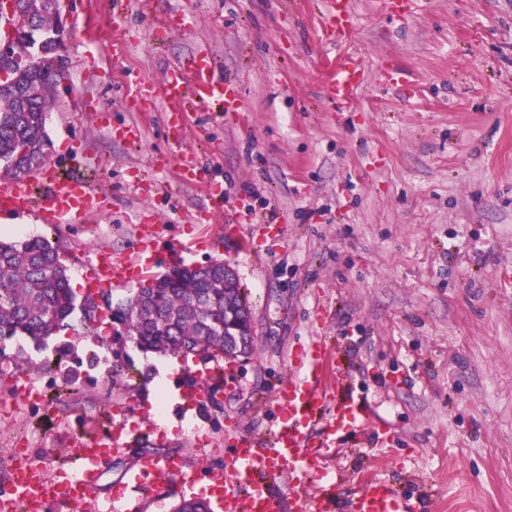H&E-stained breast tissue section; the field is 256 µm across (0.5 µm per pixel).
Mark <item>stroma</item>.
<instances>
[{"mask_svg":"<svg viewBox=\"0 0 512 512\" xmlns=\"http://www.w3.org/2000/svg\"><path fill=\"white\" fill-rule=\"evenodd\" d=\"M113 2L65 0L63 74L47 119L49 163L83 154L80 175L106 193L105 212L54 226L13 217V238L48 239L81 297L72 254L129 258L137 226L157 219L160 243L184 246L183 265L235 269L255 350L198 410L180 390L213 363L181 358L166 377L163 421L152 410L161 375L150 354L81 311L46 348L14 341L0 358V485L9 449L55 474L76 458L78 435H105L121 406L130 423L166 437L136 436L107 457L79 512H100L146 457H180L184 472L203 477L223 466L230 428L262 439L277 428L275 387L317 334L345 392L389 428L386 443L347 434L327 449L335 512H352L370 480L424 499L422 512H512V0H409L395 16L382 0H350L353 26L340 44L321 0H124L118 15ZM184 10L191 27H161ZM107 23L129 42L122 58L92 36ZM201 48L243 111L198 112L201 132L184 134L168 124L164 99L151 112L125 110L128 72L158 85ZM344 51L366 80L340 112L326 82ZM125 126L137 139L116 136ZM188 162L202 165L206 185L181 179ZM231 209L247 223H225ZM205 211L212 223L194 222ZM75 366L72 389L63 371ZM22 374L45 402L14 395ZM202 494L162 473L125 498L132 512H171Z\"/></svg>","mask_w":512,"mask_h":512,"instance_id":"stroma-1","label":"stroma"}]
</instances>
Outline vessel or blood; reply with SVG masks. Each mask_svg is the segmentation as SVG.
I'll list each match as a JSON object with an SVG mask.
<instances>
[{"label":"vessel or blood","mask_w":512,"mask_h":512,"mask_svg":"<svg viewBox=\"0 0 512 512\" xmlns=\"http://www.w3.org/2000/svg\"><path fill=\"white\" fill-rule=\"evenodd\" d=\"M324 15L335 42H342L353 14L349 0H324ZM362 66L353 54L343 53L336 59V71L328 94L337 108L352 105L363 81ZM232 88L219 74L208 51L200 50L190 61L175 64L165 79L168 110L184 126H191L195 112L214 103H225ZM104 196L90 193L74 178L60 176L55 167L0 181V216L33 214L42 223L62 220L83 221L103 212ZM140 249L135 259L118 260L108 251H100L96 261L85 269L88 292L99 294L127 287L145 275L158 259V237L154 225L137 227ZM222 368L207 374L202 386L184 393L190 406L211 398L214 382L222 377ZM335 372L329 352L320 338H312L294 356V368L288 379L278 386L275 398L285 418L269 439L237 431L233 451L222 467L207 474L209 492L221 512H281L280 502L272 495L269 484L287 478L295 512H330L326 490L309 480L312 466L324 457V450L334 442L339 431L358 434L364 431L368 415L364 404L352 398L341 399L335 393ZM334 415L322 437L312 429L325 410ZM79 468L48 476L35 466L14 469L7 488L0 490V512H43L47 502L56 501L72 507L82 506L94 493L100 479L102 460L120 452L119 437L102 441L85 435L78 443ZM164 472L190 482L180 458L147 459L131 469L126 484L143 485L147 476ZM354 512H415L408 500L393 487L373 482L357 496Z\"/></svg>","instance_id":"b4317fda"}]
</instances>
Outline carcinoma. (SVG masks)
I'll return each instance as SVG.
<instances>
[{
    "label": "carcinoma",
    "mask_w": 512,
    "mask_h": 512,
    "mask_svg": "<svg viewBox=\"0 0 512 512\" xmlns=\"http://www.w3.org/2000/svg\"><path fill=\"white\" fill-rule=\"evenodd\" d=\"M51 0H22L11 26L35 37L25 60L0 86V179L42 168L50 146L46 131L54 107V74L64 29ZM107 311L124 315L128 336L141 348L159 353L235 357L224 336L229 316L244 324L250 306L240 283L224 285V263L198 272L177 267L141 285L126 303ZM75 309L67 268L57 248L44 238L0 241V351L16 336L37 345L68 326Z\"/></svg>",
    "instance_id": "1"
}]
</instances>
